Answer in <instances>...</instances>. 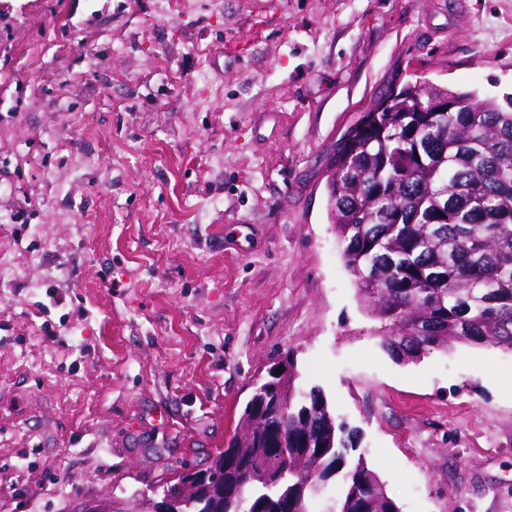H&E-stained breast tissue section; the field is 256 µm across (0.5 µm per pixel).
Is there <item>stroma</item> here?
<instances>
[{
  "label": "stroma",
  "instance_id": "stroma-1",
  "mask_svg": "<svg viewBox=\"0 0 512 512\" xmlns=\"http://www.w3.org/2000/svg\"><path fill=\"white\" fill-rule=\"evenodd\" d=\"M416 79L512 93V0H0V512L205 468L287 354L400 512H512V352L397 363L330 220Z\"/></svg>",
  "mask_w": 512,
  "mask_h": 512
}]
</instances>
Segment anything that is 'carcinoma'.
I'll return each mask as SVG.
<instances>
[{"label":"carcinoma","instance_id":"cac0c4a2","mask_svg":"<svg viewBox=\"0 0 512 512\" xmlns=\"http://www.w3.org/2000/svg\"><path fill=\"white\" fill-rule=\"evenodd\" d=\"M443 99L451 111H430ZM327 189L345 265L394 359L450 343L512 350V93L499 103L406 82L345 134ZM285 361L253 387L227 449L168 486L178 512H314L339 472L324 512H400L363 460L347 465L354 431L321 389L297 391ZM262 423L282 435L264 438Z\"/></svg>","mask_w":512,"mask_h":512}]
</instances>
